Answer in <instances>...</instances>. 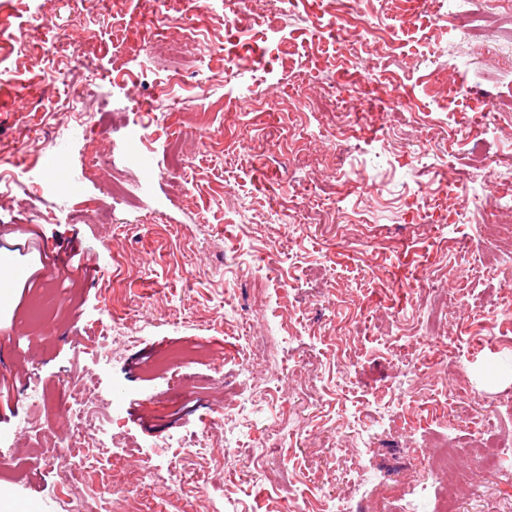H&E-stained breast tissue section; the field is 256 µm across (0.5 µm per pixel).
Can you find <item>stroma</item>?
Listing matches in <instances>:
<instances>
[{"label":"stroma","mask_w":512,"mask_h":512,"mask_svg":"<svg viewBox=\"0 0 512 512\" xmlns=\"http://www.w3.org/2000/svg\"><path fill=\"white\" fill-rule=\"evenodd\" d=\"M159 17L181 75L149 50ZM484 23L465 38L440 0H0V512H406L417 480L447 491L444 442L459 512H512V476L468 451L512 436V240L483 232L512 112L460 122L512 102V0ZM187 110L207 136L176 177ZM95 199L107 220L76 210ZM72 246L84 277L28 287ZM85 372L106 449L75 488L54 458Z\"/></svg>","instance_id":"obj_1"}]
</instances>
